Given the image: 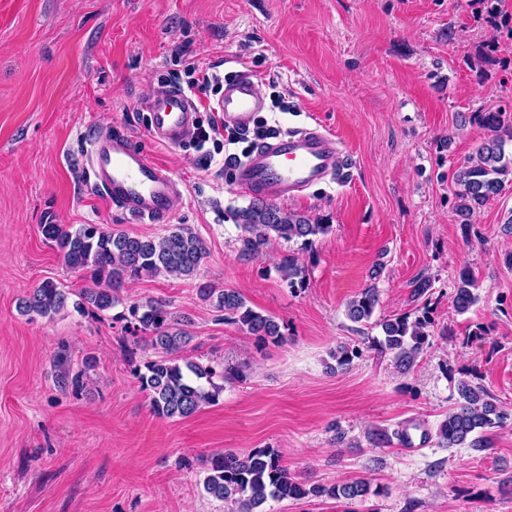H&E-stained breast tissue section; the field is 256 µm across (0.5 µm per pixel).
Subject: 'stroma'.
<instances>
[{
    "instance_id": "35a3bbf8",
    "label": "stroma",
    "mask_w": 512,
    "mask_h": 512,
    "mask_svg": "<svg viewBox=\"0 0 512 512\" xmlns=\"http://www.w3.org/2000/svg\"><path fill=\"white\" fill-rule=\"evenodd\" d=\"M196 65L250 71L268 127L342 140L347 177L280 203L326 234L241 256L234 212L251 196L225 158L242 145L173 147L149 130L147 100ZM497 110L512 121V0L493 16L484 0H0V512H231L204 492L205 461L258 448L300 480L364 477L382 490L270 500L264 512H512V182L464 222L454 180L481 142L476 113ZM105 131L171 172L167 222L140 223L88 190ZM49 222L132 236L185 224L204 240L198 280L144 277L123 296L186 317L177 357L223 367L216 403L182 420L152 411L136 376L148 352L122 307L77 311L91 282L43 237ZM285 254L301 282L281 276ZM464 267L478 301L460 313ZM49 278L68 305L21 315L19 299ZM419 279L431 288L417 298ZM201 280L240 291L284 341L219 320L196 294ZM371 285L376 319H430L407 372L373 349L379 327L345 315ZM343 343L358 355L339 368L331 353ZM61 352L79 387L60 388ZM463 378L509 414L490 452L437 444Z\"/></svg>"
}]
</instances>
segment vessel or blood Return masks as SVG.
<instances>
[{
	"mask_svg": "<svg viewBox=\"0 0 512 512\" xmlns=\"http://www.w3.org/2000/svg\"><path fill=\"white\" fill-rule=\"evenodd\" d=\"M214 109L226 126L249 130L255 114L264 109L254 77L242 71L227 80ZM147 110L159 141L178 146L192 135L198 107L180 86L157 90L148 99ZM348 158L342 142L319 128L278 134L258 144L245 161L236 164V181L241 190L257 196L293 199L313 184L344 175ZM89 160L98 190L112 205L151 223L169 214L178 193L176 180L127 137L97 141Z\"/></svg>",
	"mask_w": 512,
	"mask_h": 512,
	"instance_id": "1",
	"label": "vessel or blood"
}]
</instances>
